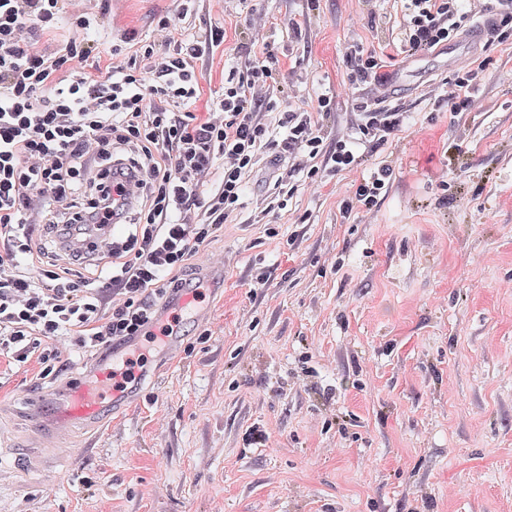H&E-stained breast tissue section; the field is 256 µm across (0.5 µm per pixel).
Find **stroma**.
Returning <instances> with one entry per match:
<instances>
[{
    "label": "stroma",
    "instance_id": "stroma-1",
    "mask_svg": "<svg viewBox=\"0 0 512 512\" xmlns=\"http://www.w3.org/2000/svg\"><path fill=\"white\" fill-rule=\"evenodd\" d=\"M72 7L97 13L83 34L95 44L151 40L166 16L199 38L223 27L222 49L196 63L200 112L259 29L281 66L272 98L333 92L331 138L379 100L354 84L346 46L400 36L399 0ZM471 57L487 63L479 109L435 110L430 91ZM388 72L382 105L407 127L357 142L361 173L395 160L386 195L343 219V172L266 214L269 170L256 168L242 209L182 273L208 319L180 315L177 349L154 347L127 409L49 436L35 401L101 352L74 349L47 376L0 364V512H512V36ZM254 427L274 447H248Z\"/></svg>",
    "mask_w": 512,
    "mask_h": 512
}]
</instances>
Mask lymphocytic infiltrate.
<instances>
[{
  "instance_id": "lymphocytic-infiltrate-1",
  "label": "lymphocytic infiltrate",
  "mask_w": 512,
  "mask_h": 512,
  "mask_svg": "<svg viewBox=\"0 0 512 512\" xmlns=\"http://www.w3.org/2000/svg\"><path fill=\"white\" fill-rule=\"evenodd\" d=\"M398 42L350 51L357 80L383 84L394 55L431 53L469 30L471 13L459 0H401ZM67 0H0V359L44 364L46 340L83 348L141 336L157 304L172 289L196 293L178 274L241 206L244 180L266 153L320 183L353 172L361 157L350 137L328 143L323 121L332 96L316 107L276 105L265 94L276 72L260 41H252L241 69L203 112L186 111L199 99L195 62L224 44V30L205 39L183 36L135 48L102 73L90 71L84 39L55 44L61 18L76 32L94 19L67 13ZM484 64H469L433 93L436 107L473 111ZM273 122H265L266 114ZM406 113L364 106L362 135L386 143L405 126ZM394 167L374 166L356 180L340 211L370 208L388 190ZM135 183L134 197L125 194ZM127 226L100 262L112 286V310L102 313L98 288L72 279L69 267L40 257L33 234L42 229L81 264L83 241L115 223Z\"/></svg>"
}]
</instances>
